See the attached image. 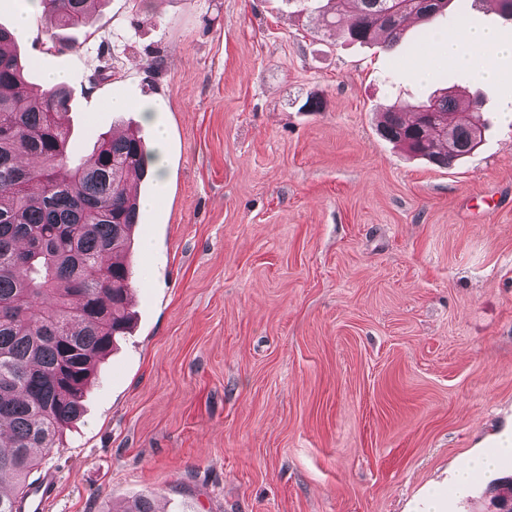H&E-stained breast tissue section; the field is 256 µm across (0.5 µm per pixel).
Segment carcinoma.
<instances>
[{
	"label": "carcinoma",
	"instance_id": "obj_1",
	"mask_svg": "<svg viewBox=\"0 0 512 512\" xmlns=\"http://www.w3.org/2000/svg\"><path fill=\"white\" fill-rule=\"evenodd\" d=\"M348 19L353 42L400 39L409 17L432 15L426 0H327ZM50 44L56 27L85 24L93 0H41ZM0 25V476L16 491L0 494V512H22L26 477L84 412L95 361L125 333L132 272L121 259L139 223L129 181L146 172L145 141L134 132L102 139L83 159L64 126L71 96L62 85L33 92ZM431 129L450 128L453 143L429 132L412 140L421 113L392 107L382 136L450 166L481 142L483 124L450 91L424 102ZM470 112L465 122L455 120ZM492 503L512 501V478L490 485Z\"/></svg>",
	"mask_w": 512,
	"mask_h": 512
}]
</instances>
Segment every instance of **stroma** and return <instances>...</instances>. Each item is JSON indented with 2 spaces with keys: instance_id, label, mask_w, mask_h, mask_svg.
<instances>
[{
  "instance_id": "obj_1",
  "label": "stroma",
  "mask_w": 512,
  "mask_h": 512,
  "mask_svg": "<svg viewBox=\"0 0 512 512\" xmlns=\"http://www.w3.org/2000/svg\"><path fill=\"white\" fill-rule=\"evenodd\" d=\"M464 21L512 40L487 0L393 45L350 41L320 0H99L60 51L33 16L17 49L31 82L67 73L80 153L133 128L164 163L137 186L156 204L132 328L27 477L51 483L43 512H411L512 432V59L485 85L423 52ZM446 88L480 105L473 154L441 167L382 137L389 105ZM510 475L507 456L448 512Z\"/></svg>"
}]
</instances>
